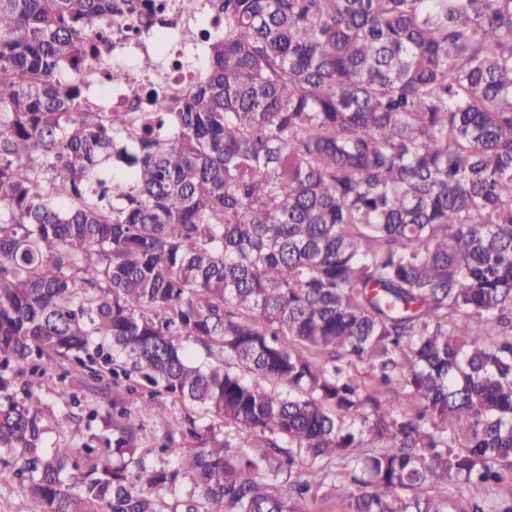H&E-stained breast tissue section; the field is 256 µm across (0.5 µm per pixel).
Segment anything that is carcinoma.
<instances>
[{"label":"carcinoma","mask_w":512,"mask_h":512,"mask_svg":"<svg viewBox=\"0 0 512 512\" xmlns=\"http://www.w3.org/2000/svg\"><path fill=\"white\" fill-rule=\"evenodd\" d=\"M130 8L0 0V484L35 512H161L185 478L173 512H512V0H222L176 111L89 109L61 71ZM31 360L99 385L102 433L45 447ZM139 387L211 420L164 465Z\"/></svg>","instance_id":"cac0c4a2"}]
</instances>
